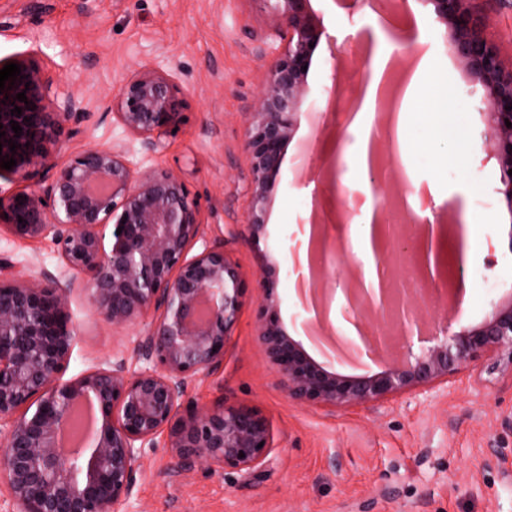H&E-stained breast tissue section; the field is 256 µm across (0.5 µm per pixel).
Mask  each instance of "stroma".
<instances>
[{
	"label": "stroma",
	"mask_w": 512,
	"mask_h": 512,
	"mask_svg": "<svg viewBox=\"0 0 512 512\" xmlns=\"http://www.w3.org/2000/svg\"><path fill=\"white\" fill-rule=\"evenodd\" d=\"M476 6L489 38L512 63V0H476ZM310 11L324 34L255 244L247 224L246 128L288 40L261 0H0V59L35 55L53 73L57 93L85 100L84 119L62 138L61 159L120 143L142 168L170 171L198 203L207 238L223 242L249 284L223 366L195 382L185 402L222 399L260 412L273 430L272 466L248 483L235 471L203 465L178 473L160 437L144 452L125 512H512V376L494 369L490 357L424 394L326 409L289 398L260 345L256 282L264 274L276 283L281 326L314 360L349 376L379 369L366 355L357 361L325 356L309 338L296 290L295 244L311 211L305 190L316 177L298 168L300 150L309 147L322 166L348 174L354 134L333 106L367 74L363 35L387 8L383 0H363L355 9L347 0H310ZM383 39L397 44L402 58L426 61L448 100L446 111L417 110L404 123L390 121L401 137L391 145L396 155L389 164L397 191L410 196L416 186H438L445 200L433 212L448 240L470 223L472 257L453 286L462 292L463 321L476 324L512 295V212L498 192L499 164L478 112L483 89L449 50L426 0H405ZM157 64L171 74L185 108L166 150L153 155L115 117H103L100 105L132 72ZM1 257L25 276L61 272L48 237L18 240L1 232ZM71 313L81 336L67 376L116 353L132 356L140 324L112 328L78 291Z\"/></svg>",
	"instance_id": "stroma-1"
}]
</instances>
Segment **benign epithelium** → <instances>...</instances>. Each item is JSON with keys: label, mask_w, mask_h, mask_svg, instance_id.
<instances>
[{"label": "benign epithelium", "mask_w": 512, "mask_h": 512, "mask_svg": "<svg viewBox=\"0 0 512 512\" xmlns=\"http://www.w3.org/2000/svg\"><path fill=\"white\" fill-rule=\"evenodd\" d=\"M288 33L284 54L270 67L265 87L252 105L246 129L249 154L252 241L259 244L268 190L279 174L283 150L296 114L308 93L307 71L313 46L323 31L309 13V0H263ZM444 27L449 47L482 86L478 112L490 133L500 166L498 192L512 212V69L504 68L484 35L481 15L468 0H426ZM21 77L0 90V161L16 160L7 172L25 186L0 192V229L20 240L51 237L58 247L61 276L22 277L0 261V482L11 512H122L137 486L140 459L156 438L167 436L178 472L196 464L234 470L252 479L273 460L269 421L246 406L224 400L181 411L188 387L224 364L248 284L224 253V244L205 239L198 203L181 181L163 169H144L126 146L109 144L59 159L66 124L85 116L84 100L51 94L52 76L31 58H15ZM26 92L27 102L16 99ZM185 102L172 76L144 67L126 77L104 106L143 149L159 153L181 121ZM19 107L21 115L11 114ZM18 122L16 136L11 121ZM16 143L10 151V143ZM379 141L368 146L369 190L375 201L371 246L378 289L366 287L364 262L345 277L336 273V247L357 214L363 196L343 189L342 224H313L308 248L319 256L309 275L298 274L313 293L322 294L323 319L331 333L367 348L395 355L379 371L348 376L315 361L284 331L274 300L275 282L259 280L265 304L258 337L276 367L288 397L320 408L368 406L406 392L428 391L468 367L479 355L496 359L512 376V298L495 303L476 325L462 321L460 303L448 302L445 266L431 279L435 305L454 311L439 331L428 335L417 303L418 290L384 280L394 255L417 256L423 224L414 236L391 223L386 212L387 179ZM198 251H193V248ZM81 284L90 312L112 327L143 324L134 369L126 357L98 362L70 379L63 376L79 331L70 304ZM344 302L340 315L355 327L347 336L331 323L336 288ZM378 327L373 341L363 320ZM95 403L97 428L85 446L71 453L58 439L74 405Z\"/></svg>", "instance_id": "1"}]
</instances>
